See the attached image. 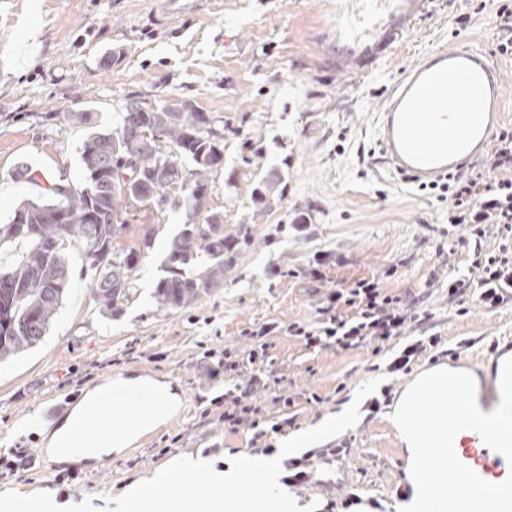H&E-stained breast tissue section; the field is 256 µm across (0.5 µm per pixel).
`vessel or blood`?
I'll return each mask as SVG.
<instances>
[{
    "label": "vessel or blood",
    "mask_w": 512,
    "mask_h": 512,
    "mask_svg": "<svg viewBox=\"0 0 512 512\" xmlns=\"http://www.w3.org/2000/svg\"><path fill=\"white\" fill-rule=\"evenodd\" d=\"M394 0H362L354 14L339 18L338 27L353 48L381 41L384 18ZM501 74L487 49L479 43L460 42L418 54L401 72L384 96L374 117L381 161L391 176L417 185L434 184L460 171L471 158L486 154L500 123ZM512 348V336L493 337L486 353L472 359L475 370L490 367L491 374L476 389L483 412L500 402L499 361ZM124 396H104L81 434L98 431L113 435L123 431L127 419L109 414L110 405L124 403ZM101 422L94 430L92 422ZM457 458L484 480L500 478L506 460L490 450L479 434L455 438Z\"/></svg>",
    "instance_id": "vessel-or-blood-1"
}]
</instances>
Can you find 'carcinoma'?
<instances>
[{
	"label": "carcinoma",
	"mask_w": 512,
	"mask_h": 512,
	"mask_svg": "<svg viewBox=\"0 0 512 512\" xmlns=\"http://www.w3.org/2000/svg\"><path fill=\"white\" fill-rule=\"evenodd\" d=\"M158 125L162 138L148 144L143 126ZM207 113L183 104L175 112L159 106L156 112L123 109L121 125L91 131L81 151L85 187L52 189L43 203L23 202L0 224V243L23 241L26 250L12 266L0 270V361L36 346L62 303L69 284L67 250L80 244L90 270L96 311L112 317L127 300L138 252L115 246L127 219L122 201L156 206L169 201L185 209L187 221L172 239L165 260L167 276L155 288L157 306L182 310L224 282V273L238 253L236 233L207 234L214 212L197 192L209 191L207 174L218 170L224 155L208 130ZM192 169L184 171L185 163ZM130 168L145 178L125 184L118 171ZM279 174L257 181L250 200L259 211H270L282 199ZM179 195L171 197L173 189Z\"/></svg>",
	"instance_id": "obj_1"
}]
</instances>
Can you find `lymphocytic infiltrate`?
<instances>
[{"mask_svg": "<svg viewBox=\"0 0 512 512\" xmlns=\"http://www.w3.org/2000/svg\"><path fill=\"white\" fill-rule=\"evenodd\" d=\"M486 167L468 174L456 173L439 184V197L448 203L450 227H465L475 242L469 255V275L449 277L448 301L467 313L468 297H475L484 309L495 311L512 303V251L506 246L512 239V128H503ZM496 234L498 249L484 250L483 238ZM316 320L289 325L290 335L304 346L322 349L336 345L359 349L382 344L404 335L414 325L432 319L429 309L404 302L401 296L385 291L378 280L361 278L327 289ZM273 324L248 331L251 347L244 355L225 353L223 361L211 364V373L228 374L230 388L224 391L225 428L236 432L250 430L253 447L273 453V435L285 433L291 418L271 422L261 417L251 398L257 389H270L272 379L266 369L272 364L267 337Z\"/></svg>", "mask_w": 512, "mask_h": 512, "instance_id": "obj_1", "label": "lymphocytic infiltrate"}]
</instances>
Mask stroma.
<instances>
[{
    "label": "stroma",
    "instance_id": "1",
    "mask_svg": "<svg viewBox=\"0 0 512 512\" xmlns=\"http://www.w3.org/2000/svg\"><path fill=\"white\" fill-rule=\"evenodd\" d=\"M351 7L350 0H197L193 11L165 17L155 0H0L1 222L21 202L49 199L53 183L82 187L90 129L118 127L133 98L188 103L212 118L224 162L209 176L206 207L223 214L225 232L247 238L220 288L192 307L164 311L155 288L185 210L129 209L121 243L138 248V265L128 300L109 319L94 307L82 247L69 248V287L45 336L0 363V455L24 446L35 459L33 468L0 475V493L45 491L61 506L89 498L101 508L179 454L221 463L251 452L250 433L224 428L214 402L224 380L209 375L203 353L219 360L225 349H246L243 329L272 322L274 374L293 403L258 394L266 416H291L298 431L340 414L375 375L392 387L378 411H362L355 427L326 440L349 455L322 460L294 494L324 504L353 493L357 512H397L409 482L408 452L391 421L400 395L415 375L512 331V307L474 305L463 316L449 310L447 274L466 270L468 250L439 251L448 207L384 173L372 114L415 52L470 39L495 50L497 4L420 0L405 30L389 36L376 69L336 43L337 13ZM80 110L90 112V125L67 121ZM22 162L34 180L15 179ZM273 172L282 177V200L274 211L256 212L249 187ZM301 215L311 222L303 233L292 227ZM146 226L155 229L147 246ZM319 251L345 260L327 265L322 283L309 274ZM393 265L397 273L387 276ZM372 276L436 313L441 346L422 354L411 373L387 369L399 338L378 352L308 349L288 333L289 324L315 318L324 284ZM144 372L182 402L146 444L100 464L58 463L46 454L50 434L90 391Z\"/></svg>",
    "mask_w": 512,
    "mask_h": 512
}]
</instances>
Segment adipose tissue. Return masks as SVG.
<instances>
[{
    "label": "adipose tissue",
    "instance_id": "1",
    "mask_svg": "<svg viewBox=\"0 0 512 512\" xmlns=\"http://www.w3.org/2000/svg\"><path fill=\"white\" fill-rule=\"evenodd\" d=\"M85 419L84 409H79L52 432L46 452L55 461L61 463H81L87 461L101 462L112 455L121 453L127 445L124 435L97 437L86 441L78 436L77 431Z\"/></svg>",
    "mask_w": 512,
    "mask_h": 512
}]
</instances>
